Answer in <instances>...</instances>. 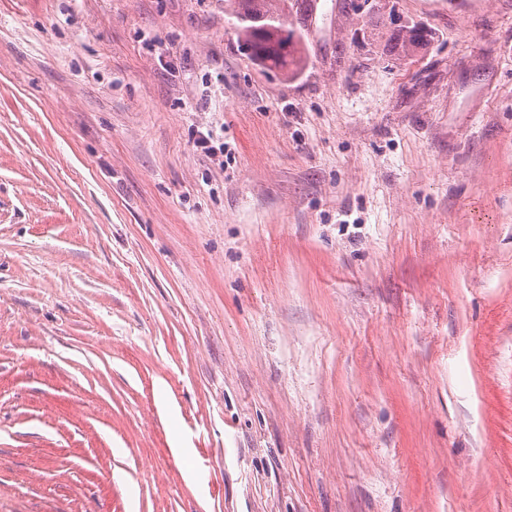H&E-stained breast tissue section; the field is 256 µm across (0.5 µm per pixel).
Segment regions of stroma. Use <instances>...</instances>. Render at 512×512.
Wrapping results in <instances>:
<instances>
[{"label":"stroma","instance_id":"1","mask_svg":"<svg viewBox=\"0 0 512 512\" xmlns=\"http://www.w3.org/2000/svg\"><path fill=\"white\" fill-rule=\"evenodd\" d=\"M344 2L0 0V512H512V5ZM233 5L238 37L246 54L268 69L288 71L301 60V48L295 30L280 20L278 0L226 1Z\"/></svg>","mask_w":512,"mask_h":512}]
</instances>
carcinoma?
I'll list each match as a JSON object with an SVG mask.
<instances>
[{
  "instance_id": "cac0c4a2",
  "label": "carcinoma",
  "mask_w": 512,
  "mask_h": 512,
  "mask_svg": "<svg viewBox=\"0 0 512 512\" xmlns=\"http://www.w3.org/2000/svg\"><path fill=\"white\" fill-rule=\"evenodd\" d=\"M231 5L241 47L251 59L285 72L301 62L295 30L280 20V0H233Z\"/></svg>"
}]
</instances>
